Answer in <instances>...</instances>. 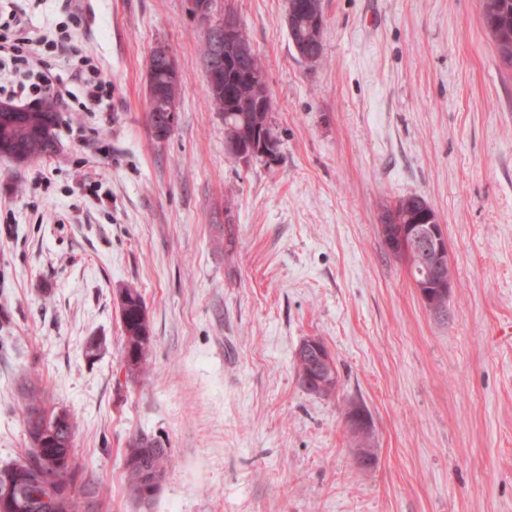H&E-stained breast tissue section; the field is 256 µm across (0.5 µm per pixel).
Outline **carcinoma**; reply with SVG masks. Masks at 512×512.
<instances>
[{
  "mask_svg": "<svg viewBox=\"0 0 512 512\" xmlns=\"http://www.w3.org/2000/svg\"><path fill=\"white\" fill-rule=\"evenodd\" d=\"M481 12L484 26L493 38L497 56L504 65L512 67V0H481ZM236 88L235 102L231 104L233 111L227 112L224 107V86L209 87V106L224 113V137L234 134L243 142L261 143L269 154H275L278 139L270 122V114L274 109L271 95L258 97L252 85L242 76L236 80ZM39 123L40 113L33 112L25 126H0V145L8 146L11 153H26L38 159L51 154L56 148L57 138H52L51 144H46L36 131ZM424 210L435 214L420 196L408 195L397 199L394 207L388 209L391 221L389 235L397 237L401 225L409 223L413 216ZM123 294L125 298L120 300L123 333L121 367L127 377L135 379L148 371L154 340L140 292L135 288H127ZM26 393L29 447L25 449L24 457L11 463V467L27 474L31 480H22L14 487L15 498L24 503L23 512H47L41 508V498L51 495L61 497L62 508L57 512H80L76 490L78 484L82 483V476L72 457L76 423L70 418L69 412H64L68 421L62 426H56L55 447L39 446L46 422L58 419V411L37 402L36 386L26 387ZM58 458L66 460L61 472L49 467V460ZM169 463L170 450L159 442L141 437L132 440L125 451L123 462L131 496L141 503L154 500L159 488L150 484V481L156 473L168 474Z\"/></svg>",
  "mask_w": 512,
  "mask_h": 512,
  "instance_id": "obj_1",
  "label": "carcinoma"
}]
</instances>
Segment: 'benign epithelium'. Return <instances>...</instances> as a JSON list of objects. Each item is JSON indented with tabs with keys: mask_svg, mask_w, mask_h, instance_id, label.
I'll list each match as a JSON object with an SVG mask.
<instances>
[{
	"mask_svg": "<svg viewBox=\"0 0 512 512\" xmlns=\"http://www.w3.org/2000/svg\"><path fill=\"white\" fill-rule=\"evenodd\" d=\"M191 12L197 16L201 23L212 35L211 50L204 60V70L209 81L220 83L224 70L231 67L241 68L240 58L249 54L239 39L240 23L236 15L227 10L224 18L213 24L210 22L212 14V0H189ZM163 69L168 81H179V68L177 60L171 50L164 46H156L149 57L147 71L146 102L150 111L157 113L153 130L159 139L165 138L177 122V103L171 100L162 101L155 94L156 73ZM25 108L17 106L10 101L0 102V123L15 124L20 121ZM390 250H399L410 253L419 260L423 266L434 269L449 264L448 239L445 230L440 224H424L413 221L404 226L400 239L387 240ZM300 377L305 388L317 389L324 380L333 378L335 363L327 346L316 337L305 339L296 356ZM346 420L350 429L360 437L370 433L369 421L362 410L357 407L349 409ZM5 487L0 490V512H18L19 504L13 498L9 485L11 475L4 473Z\"/></svg>",
	"mask_w": 512,
	"mask_h": 512,
	"instance_id": "1",
	"label": "benign epithelium"
}]
</instances>
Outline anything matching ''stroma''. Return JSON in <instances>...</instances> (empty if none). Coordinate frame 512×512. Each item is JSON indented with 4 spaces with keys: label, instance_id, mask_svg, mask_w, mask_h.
<instances>
[{
    "label": "stroma",
    "instance_id": "stroma-1",
    "mask_svg": "<svg viewBox=\"0 0 512 512\" xmlns=\"http://www.w3.org/2000/svg\"><path fill=\"white\" fill-rule=\"evenodd\" d=\"M80 4L73 42L112 85L107 111L59 104L52 157H0V464L28 446L19 390L36 376L76 418L87 512H512V69L480 0H322L315 66L286 0H215L275 103L277 152L247 162L208 105L188 0ZM160 44L181 81L162 140L146 111ZM410 194L448 237L443 314L380 234ZM129 287L154 336L144 381L120 368ZM311 336L335 359L333 395L299 384ZM139 436L172 455L147 508L123 475ZM346 420L350 429L360 436L361 438L366 437L371 432L369 421L362 410L357 407L350 408L346 414ZM371 434L364 441L365 445L363 448H357L356 451V463L359 467L368 468L374 464V452L371 443ZM369 447V448H365Z\"/></svg>",
    "mask_w": 512,
    "mask_h": 512
}]
</instances>
